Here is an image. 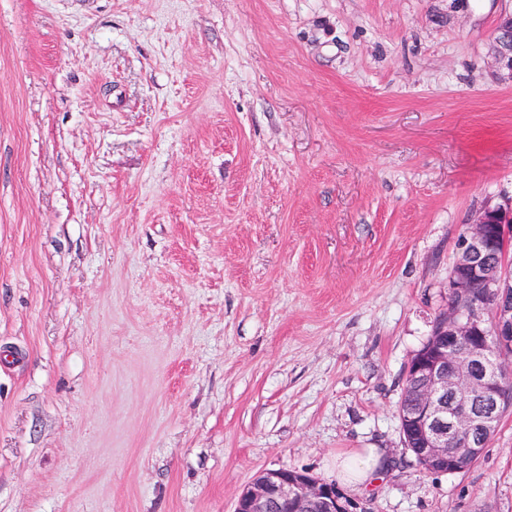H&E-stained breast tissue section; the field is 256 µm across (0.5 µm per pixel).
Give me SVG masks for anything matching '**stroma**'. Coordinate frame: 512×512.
Masks as SVG:
<instances>
[{
    "mask_svg": "<svg viewBox=\"0 0 512 512\" xmlns=\"http://www.w3.org/2000/svg\"><path fill=\"white\" fill-rule=\"evenodd\" d=\"M512 0H0V512H231L268 469L512 512L404 453L455 243L512 200ZM492 58L495 67L512 79V10L499 18ZM381 457L375 448H353L346 453L338 477L348 486H357L380 475Z\"/></svg>",
    "mask_w": 512,
    "mask_h": 512,
    "instance_id": "obj_1",
    "label": "stroma"
}]
</instances>
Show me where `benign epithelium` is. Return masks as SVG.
Here are the masks:
<instances>
[{
	"instance_id": "7a95c632",
	"label": "benign epithelium",
	"mask_w": 512,
	"mask_h": 512,
	"mask_svg": "<svg viewBox=\"0 0 512 512\" xmlns=\"http://www.w3.org/2000/svg\"><path fill=\"white\" fill-rule=\"evenodd\" d=\"M495 67L512 79V11L500 16L492 49ZM512 242V202L485 208L477 221L459 236L455 261L449 276V293L459 302L449 306L433 324L425 348L407 366L415 380L413 409L402 416L412 429L420 457L431 464L454 465L477 457L474 436L491 437L500 421L502 401L495 385L486 380L487 368L512 374V361H489V346L512 353V271L503 252ZM495 257L491 272L486 259ZM480 288L494 300L488 308L474 297ZM467 341L464 352L457 351ZM485 401L477 410L476 397ZM294 506V512H370L358 500L346 503L336 495V486L313 477L297 479L287 469L260 474L237 497L233 512H279Z\"/></svg>"
}]
</instances>
